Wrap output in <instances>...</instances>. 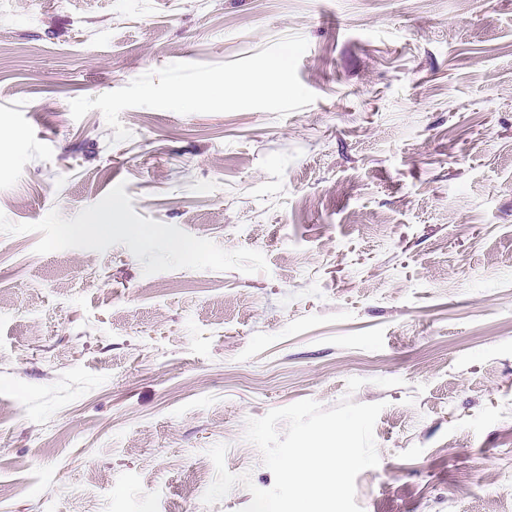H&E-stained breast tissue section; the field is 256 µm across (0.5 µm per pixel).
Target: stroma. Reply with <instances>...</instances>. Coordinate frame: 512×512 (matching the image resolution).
<instances>
[{"label": "stroma", "mask_w": 512, "mask_h": 512, "mask_svg": "<svg viewBox=\"0 0 512 512\" xmlns=\"http://www.w3.org/2000/svg\"><path fill=\"white\" fill-rule=\"evenodd\" d=\"M290 35L286 116L71 115ZM346 398L362 512H512V0H0V512H242Z\"/></svg>", "instance_id": "stroma-1"}]
</instances>
